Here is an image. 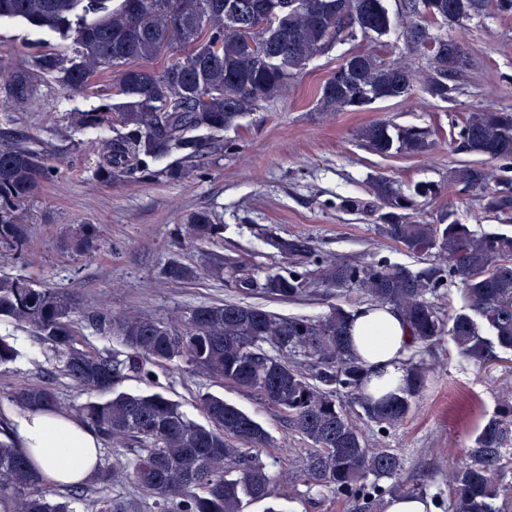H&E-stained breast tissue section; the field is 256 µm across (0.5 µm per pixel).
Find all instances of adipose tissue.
<instances>
[{
  "instance_id": "adipose-tissue-1",
  "label": "adipose tissue",
  "mask_w": 512,
  "mask_h": 512,
  "mask_svg": "<svg viewBox=\"0 0 512 512\" xmlns=\"http://www.w3.org/2000/svg\"><path fill=\"white\" fill-rule=\"evenodd\" d=\"M354 353L371 369L373 383H400L411 338L399 314L366 305L351 323ZM13 438L48 485L63 487L91 477L99 464V438L79 420L63 414L26 413L15 417Z\"/></svg>"
}]
</instances>
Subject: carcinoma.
Returning a JSON list of instances; mask_svg holds the SVG:
<instances>
[{
    "label": "carcinoma",
    "instance_id": "cac0c4a2",
    "mask_svg": "<svg viewBox=\"0 0 512 512\" xmlns=\"http://www.w3.org/2000/svg\"><path fill=\"white\" fill-rule=\"evenodd\" d=\"M249 0H0V21L23 19L38 29L65 32L80 45L83 61L65 66L59 55L40 58L45 71L62 73L69 87L83 86L98 70L115 73L113 95L123 102L110 112H74L71 122L103 129L116 122L121 137L103 142L95 177L121 180L146 158L179 155L168 169L180 178L201 156L196 132H220L237 124L259 103L281 93L288 79L337 42L357 36L378 38L391 21L384 0H270V10L251 27L241 22L235 5ZM403 36L423 35L407 46L423 52L428 72L418 76L375 49L345 56L323 84L318 98L324 112L362 110L377 100L406 98L416 83L426 94L446 102L457 91L461 73L452 44L441 25L460 28L491 12L512 16V0H401ZM85 20L74 27L71 17ZM169 54L160 71L146 62ZM32 77L15 72L9 95L30 96ZM359 138L372 151L420 155L429 150L430 131L392 127L375 121ZM455 151L469 156L449 171L452 185L479 191L483 208L506 214L512 197L491 189V170L512 171V112L482 110L461 121ZM46 155L21 140L0 144V245L23 246L29 225L22 205L35 196L50 175ZM371 190L380 204L381 235L417 255L448 262L413 271L402 265L369 263L353 266L325 257L317 263L316 281L338 292L356 291L376 304L399 311L411 331L413 353L404 365L403 382L374 397L370 372L350 352L353 312L334 306L319 319L280 317L240 302L205 303L190 310L183 326L171 328L143 316L96 315L103 330L126 348L122 361L78 347V330L68 297L61 291L35 288L24 278L0 276V316L32 327L63 363L77 386L98 395L75 408L77 416L101 440L144 448L131 472L133 482L153 497L159 512H243V503L269 498L271 479L253 451L268 444V435L250 415L224 398L201 397L208 424L190 419L179 404L160 393L135 395L117 391L125 372L144 377L150 367L174 359L195 371L221 378L239 390L256 392L280 410L295 433L311 444L305 457L308 480L318 488L351 494L359 509L374 512L377 497L403 493L401 456L389 448L368 446L354 416L381 428L403 424L412 402L421 396L429 368L417 358L420 349L448 338L463 366L481 367L496 356L512 353V235L476 233L457 220L431 224L416 219L418 199L432 197L436 187L418 183L405 193L379 176ZM224 225L205 211L195 212L187 233L196 243L219 235ZM94 228L85 224L73 238V249L94 247ZM281 256L299 262L313 254L310 241L275 238ZM204 272L231 278L244 294L261 293L295 300L306 290L304 274L268 273L238 259L217 257ZM163 275L192 281L198 268L169 262ZM457 285L462 305L444 310L432 298ZM301 356L304 362L296 361ZM25 357L0 338V365ZM12 400L28 412H60L56 393L45 386L18 387ZM383 479L392 483L385 488ZM448 512H512V394L480 428L473 443L448 471ZM0 512H70L69 502L45 485L24 452L0 441Z\"/></svg>",
    "mask_w": 512,
    "mask_h": 512
}]
</instances>
